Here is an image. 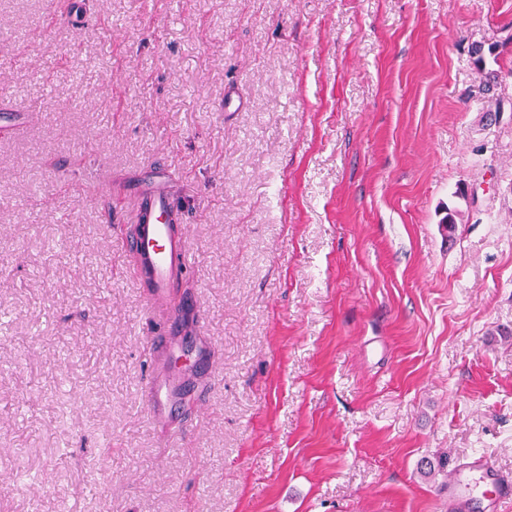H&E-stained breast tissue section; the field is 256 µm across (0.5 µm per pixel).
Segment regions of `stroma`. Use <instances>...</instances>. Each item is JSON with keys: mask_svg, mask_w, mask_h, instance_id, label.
Returning a JSON list of instances; mask_svg holds the SVG:
<instances>
[{"mask_svg": "<svg viewBox=\"0 0 512 512\" xmlns=\"http://www.w3.org/2000/svg\"><path fill=\"white\" fill-rule=\"evenodd\" d=\"M19 107L0 512H448L423 461L512 472V0H0ZM158 161L215 375L161 427L121 211Z\"/></svg>", "mask_w": 512, "mask_h": 512, "instance_id": "obj_1", "label": "stroma"}]
</instances>
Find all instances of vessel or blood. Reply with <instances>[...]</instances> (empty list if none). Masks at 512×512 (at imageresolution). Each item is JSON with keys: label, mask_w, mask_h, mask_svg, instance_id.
<instances>
[{"label": "vessel or blood", "mask_w": 512, "mask_h": 512, "mask_svg": "<svg viewBox=\"0 0 512 512\" xmlns=\"http://www.w3.org/2000/svg\"><path fill=\"white\" fill-rule=\"evenodd\" d=\"M169 210V188L162 184L154 190L149 205L135 203L134 220L126 235L137 271L147 272L151 281L147 307L151 313L165 309L177 270L189 265L185 237L172 232L166 221ZM147 342L155 350L157 371L142 384L141 392L152 417L163 423L185 391L184 374L169 366L171 354L185 343L182 328L170 323L163 341L151 336ZM443 489L448 495V512H502L503 505L512 502V476L500 471L483 453L449 468Z\"/></svg>", "instance_id": "1"}]
</instances>
